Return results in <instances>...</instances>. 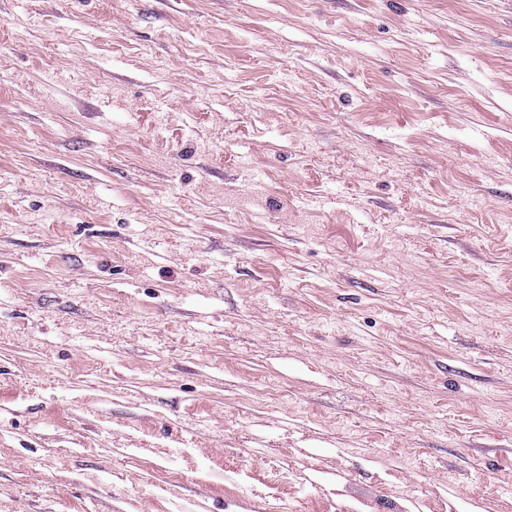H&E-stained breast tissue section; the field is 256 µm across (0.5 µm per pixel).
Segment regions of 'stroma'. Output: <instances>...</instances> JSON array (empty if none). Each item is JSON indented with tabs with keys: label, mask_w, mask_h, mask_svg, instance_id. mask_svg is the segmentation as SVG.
<instances>
[{
	"label": "stroma",
	"mask_w": 512,
	"mask_h": 512,
	"mask_svg": "<svg viewBox=\"0 0 512 512\" xmlns=\"http://www.w3.org/2000/svg\"><path fill=\"white\" fill-rule=\"evenodd\" d=\"M0 512H512V0H0Z\"/></svg>",
	"instance_id": "1"
}]
</instances>
